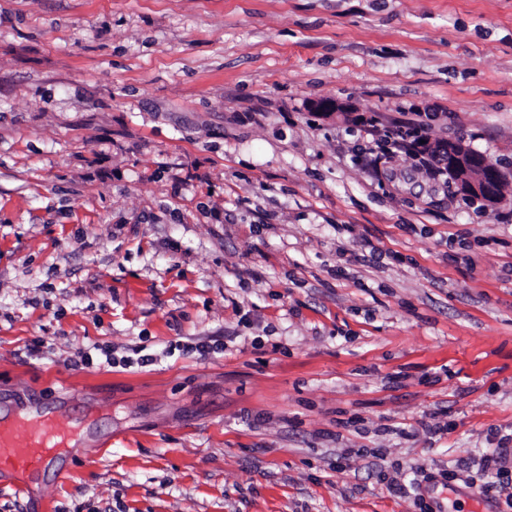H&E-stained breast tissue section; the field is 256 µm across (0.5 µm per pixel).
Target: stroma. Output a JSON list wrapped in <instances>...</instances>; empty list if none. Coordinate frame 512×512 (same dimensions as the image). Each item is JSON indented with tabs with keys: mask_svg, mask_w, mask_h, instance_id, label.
<instances>
[{
	"mask_svg": "<svg viewBox=\"0 0 512 512\" xmlns=\"http://www.w3.org/2000/svg\"><path fill=\"white\" fill-rule=\"evenodd\" d=\"M370 117L512 163V0H0V512H512V181ZM423 151L434 154L431 157L433 162L432 170L436 176H442L443 170L441 160L436 156H446L448 168L453 176L452 187L457 196H479L486 197L485 202L497 204L500 201L499 184L495 187L487 181L482 167L476 166L472 157L466 152V147L456 141H425ZM427 162L432 163L429 160ZM78 441L74 429L52 414L27 420H0V470L33 473L56 461Z\"/></svg>",
	"mask_w": 512,
	"mask_h": 512,
	"instance_id": "35a3bbf8",
	"label": "stroma"
}]
</instances>
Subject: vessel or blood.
<instances>
[{"mask_svg":"<svg viewBox=\"0 0 512 512\" xmlns=\"http://www.w3.org/2000/svg\"><path fill=\"white\" fill-rule=\"evenodd\" d=\"M78 435L53 415L4 422L0 420V470L33 473L74 447Z\"/></svg>","mask_w":512,"mask_h":512,"instance_id":"b4317fda","label":"vessel or blood"}]
</instances>
